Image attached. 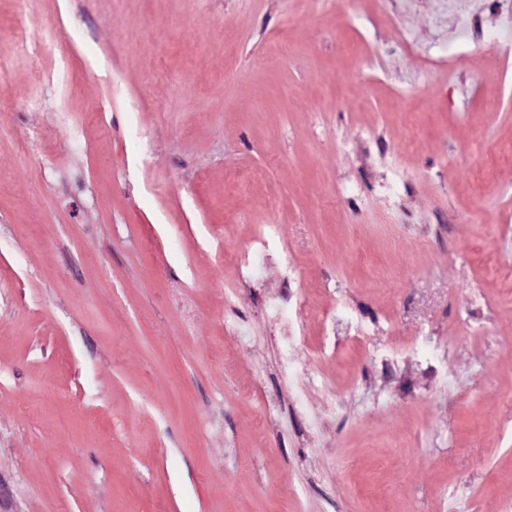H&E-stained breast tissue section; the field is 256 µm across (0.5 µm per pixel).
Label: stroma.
Segmentation results:
<instances>
[{
  "label": "stroma",
  "instance_id": "35a3bbf8",
  "mask_svg": "<svg viewBox=\"0 0 512 512\" xmlns=\"http://www.w3.org/2000/svg\"><path fill=\"white\" fill-rule=\"evenodd\" d=\"M505 29L0 0V512H512ZM277 233V225L268 224L266 225V233L263 235L262 239H260L255 249L251 254H244L234 257L231 260V264L234 269L237 271L238 275L245 278L248 276H252L257 271V262L256 258L261 257L262 259H266L268 254V245L269 239L274 237Z\"/></svg>",
  "mask_w": 512,
  "mask_h": 512
}]
</instances>
